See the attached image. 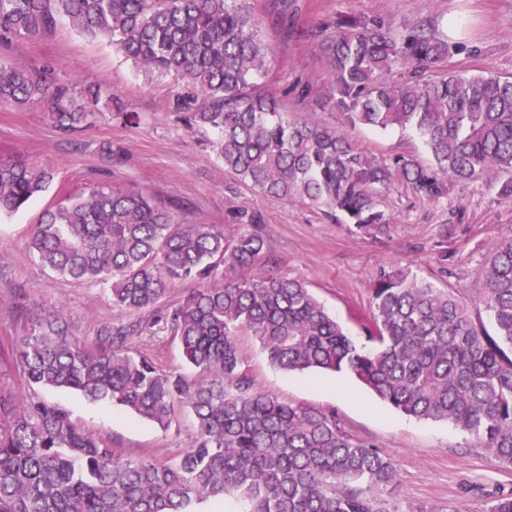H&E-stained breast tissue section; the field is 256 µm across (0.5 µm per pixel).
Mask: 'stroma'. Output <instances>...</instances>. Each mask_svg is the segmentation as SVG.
I'll list each match as a JSON object with an SVG mask.
<instances>
[{
    "label": "stroma",
    "mask_w": 512,
    "mask_h": 512,
    "mask_svg": "<svg viewBox=\"0 0 512 512\" xmlns=\"http://www.w3.org/2000/svg\"><path fill=\"white\" fill-rule=\"evenodd\" d=\"M244 5L271 49L258 84L291 113L307 111L314 98L330 95L326 38L345 16L396 27L433 18L438 33L456 47L449 69L512 78V0H244ZM0 59L28 66L49 61L60 79L80 90H102L93 123L74 134L55 129L45 105H0V157L23 153L56 170L49 190L24 209L0 216V348L20 335L22 304L62 303L74 336L88 346L96 344L102 328L135 321V314L113 308L102 285L57 278L30 250L33 226L46 208L102 182L142 190L182 224L220 225L229 236L260 228L266 270L303 280L356 341L364 339L357 315L369 308L371 283L380 269L393 265L454 290L470 302L473 315L483 316L474 301L481 289L478 272L490 243L512 232V200L498 198L485 183L454 184L438 202L395 186L384 197L395 224L388 235L365 237L322 208L266 196L225 169L215 134L174 109L178 81L145 76L105 39L64 22L49 36L0 44ZM129 112L137 114L136 123L126 121ZM317 117L346 130L380 158L427 157L415 132L352 127L343 113L329 108ZM239 342L257 391L335 414L352 439L393 460L396 481L381 494L397 501L402 512H448L452 506L483 512L494 496L512 491V468L451 423L405 416L342 373L275 369L251 336L240 335ZM127 348L161 370L186 369L176 341L157 330L131 336ZM1 387L21 399L34 394L62 407L123 459L171 460L190 448L196 433L194 418L184 411L163 430L66 389L30 392L3 360Z\"/></svg>",
    "instance_id": "obj_1"
}]
</instances>
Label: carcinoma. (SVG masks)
<instances>
[{"instance_id":"obj_1","label":"carcinoma","mask_w":512,"mask_h":512,"mask_svg":"<svg viewBox=\"0 0 512 512\" xmlns=\"http://www.w3.org/2000/svg\"><path fill=\"white\" fill-rule=\"evenodd\" d=\"M111 42L144 74L181 82L177 109L214 128L224 167L253 189L339 214L363 235H386L384 195L398 182L429 201L452 184L493 175L512 199V78L448 73L452 46L430 18L402 30L355 17L328 40L329 102L350 126L416 131L430 156L389 163L358 148L314 112L291 116L254 79L269 48L238 0H0V42L52 34L62 20ZM405 70L401 83L386 74ZM76 86L49 65L0 60V104L43 103L60 130L95 118ZM48 164L0 159V214L46 191ZM31 248L60 278L99 283L112 307L147 315L177 340L191 373L166 372L125 349L135 326L79 343L61 303L23 312L6 359L32 391L68 388L169 428L195 418L192 446L170 461L120 459L69 413L0 391V512H194L232 495L243 512H398L373 494L391 484V458L347 435L332 413L286 404L253 388L238 336H252L271 366L345 372L397 411L446 421L512 466V233L489 246L480 296L493 332L468 303L398 266L371 286L368 348L357 343L299 279L264 270L256 231L224 236L181 224L135 188L100 184L45 209ZM252 267L247 278L230 273ZM196 288L173 307L167 286Z\"/></svg>"}]
</instances>
